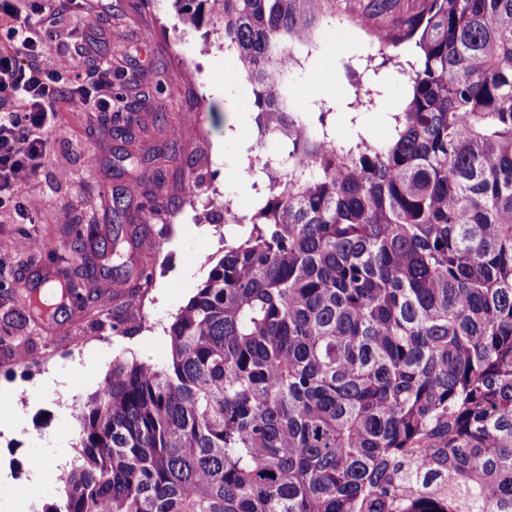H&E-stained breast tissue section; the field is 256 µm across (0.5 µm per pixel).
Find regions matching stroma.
<instances>
[{"instance_id":"1","label":"stroma","mask_w":512,"mask_h":512,"mask_svg":"<svg viewBox=\"0 0 512 512\" xmlns=\"http://www.w3.org/2000/svg\"><path fill=\"white\" fill-rule=\"evenodd\" d=\"M85 2L78 30L58 46L73 54L84 79L111 62L106 93L113 110L136 116L135 141L116 137L107 113L61 104L51 148L24 187L42 201L35 223H22L13 204L0 207V239L14 243L0 252V322L15 326L0 344V420L14 424L0 431V505L21 502L26 512L62 500L61 478L79 457L72 407L101 388L113 358L166 360L167 327L223 256L225 240L243 234L241 218L265 195L264 176L248 171L251 159L282 151L278 140L260 137L251 89L236 60L205 47L203 30L183 29L170 0ZM379 61L355 16L320 22L309 57L293 73L292 109L333 108L339 140L360 132L385 138L387 115L402 105L406 82ZM354 72L382 97L352 116ZM127 150L133 163L116 166ZM158 172L165 180L161 191L153 183ZM132 181L140 191L126 227L141 244L126 248L124 259L135 264L150 257L152 288L136 304L126 300L133 288L127 282L90 307L67 302L53 320L30 315L14 290L78 266L57 211L68 207L71 223L81 227L114 223L113 197ZM227 202L238 223L212 222L211 212ZM26 349L35 360L18 365Z\"/></svg>"}]
</instances>
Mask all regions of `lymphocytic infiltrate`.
I'll use <instances>...</instances> for the list:
<instances>
[{
  "instance_id": "1",
  "label": "lymphocytic infiltrate",
  "mask_w": 512,
  "mask_h": 512,
  "mask_svg": "<svg viewBox=\"0 0 512 512\" xmlns=\"http://www.w3.org/2000/svg\"><path fill=\"white\" fill-rule=\"evenodd\" d=\"M76 19L75 0H44L38 18L12 13L6 44L0 48V204L21 198L19 215L30 222L41 204L35 197H22L21 187L38 171L60 103L69 101L98 112L110 106L101 89L112 82L111 65L101 67L86 85L68 53H57L47 67L38 61L40 35H53Z\"/></svg>"
}]
</instances>
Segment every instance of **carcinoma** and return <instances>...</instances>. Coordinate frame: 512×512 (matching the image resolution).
<instances>
[{"instance_id": "obj_1", "label": "carcinoma", "mask_w": 512, "mask_h": 512, "mask_svg": "<svg viewBox=\"0 0 512 512\" xmlns=\"http://www.w3.org/2000/svg\"><path fill=\"white\" fill-rule=\"evenodd\" d=\"M237 59L267 180L167 329L78 405L79 463L42 512H512V0H369L407 84L389 134L288 111L337 0H171ZM122 225L102 240L119 259ZM68 300L111 287L85 253Z\"/></svg>"}]
</instances>
